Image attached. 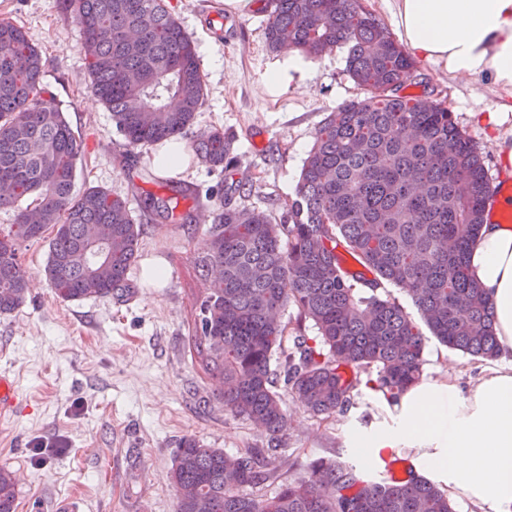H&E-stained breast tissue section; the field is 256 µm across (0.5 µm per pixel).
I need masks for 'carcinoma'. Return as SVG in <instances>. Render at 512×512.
<instances>
[{
    "instance_id": "1",
    "label": "carcinoma",
    "mask_w": 512,
    "mask_h": 512,
    "mask_svg": "<svg viewBox=\"0 0 512 512\" xmlns=\"http://www.w3.org/2000/svg\"><path fill=\"white\" fill-rule=\"evenodd\" d=\"M82 33L93 95L132 151L187 135L204 104L194 41L167 0H63ZM274 51L348 50L347 71L366 90L332 110L315 135L288 223L231 203L236 139L220 128L193 136L196 157L224 169V211L210 225L195 267L207 288L195 320V352L222 382L224 407L261 429L266 448L228 456L194 437L180 440L170 472L176 512H455L438 484L363 480L339 461H311L289 480L280 456L288 430L283 393L317 417L345 413L361 385L396 401L418 382L432 336L482 360L500 343L494 308L470 272L484 224L489 180L483 158L442 103L400 94L413 63L357 0H268ZM40 49L20 26L0 21V313L18 308L28 280L18 242L52 229L46 277L65 301L130 294L141 219L100 187L73 192L83 141L56 99L44 96ZM174 197L148 195L155 220L180 224ZM100 224L102 257L86 250ZM288 240L283 247L282 240ZM374 273L343 267L338 248ZM413 300L420 321L385 291ZM317 335H286L288 304ZM429 334H424L422 328ZM280 482L273 497L262 488ZM17 480L0 467V512H15Z\"/></svg>"
}]
</instances>
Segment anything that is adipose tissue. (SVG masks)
Segmentation results:
<instances>
[{
    "mask_svg": "<svg viewBox=\"0 0 512 512\" xmlns=\"http://www.w3.org/2000/svg\"><path fill=\"white\" fill-rule=\"evenodd\" d=\"M407 51L449 75L489 74L512 93V0H386ZM471 270L490 298L495 330L512 347V227L483 224ZM389 421L363 434L373 455L410 449L418 471L484 512H512V365L486 368L462 392L424 381L388 407Z\"/></svg>",
    "mask_w": 512,
    "mask_h": 512,
    "instance_id": "adipose-tissue-1",
    "label": "adipose tissue"
}]
</instances>
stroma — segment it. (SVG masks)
<instances>
[{"label": "stroma", "instance_id": "1", "mask_svg": "<svg viewBox=\"0 0 512 512\" xmlns=\"http://www.w3.org/2000/svg\"><path fill=\"white\" fill-rule=\"evenodd\" d=\"M265 4L255 0L247 14L230 15L224 0H169L195 43L205 83L194 127L235 134L243 202L278 224L318 127L365 92L346 71V48L338 47L314 58L304 81L268 94L263 77L281 55L266 44ZM2 19L22 25L41 47L43 88L83 141L75 193L99 186L139 214L146 194L171 195L176 183L184 190L178 210L192 221H144L127 298L62 300L45 274L48 238L23 242L28 296L0 314V372L16 379L23 404L0 421V467L20 475L16 512H56L68 497L79 500L81 512H175L167 475L180 439L192 436L228 455L267 445L265 434L216 401L222 384L204 373L189 343L204 288L195 261L224 205V174L196 161L159 177L151 172L155 150L123 157L111 112L90 92L80 28L62 0H0ZM404 89L442 102L480 151L489 181L503 177L496 140L473 118L507 100L488 75L453 77L419 58ZM424 358V378L452 380L465 392L486 366L434 339ZM283 402L290 418L281 448L288 478L304 476L310 461L325 457L353 465L363 479L384 481L382 462L362 457L354 444L356 433L387 421L380 395L360 388L346 413L324 419L293 395Z\"/></svg>", "mask_w": 512, "mask_h": 512}]
</instances>
